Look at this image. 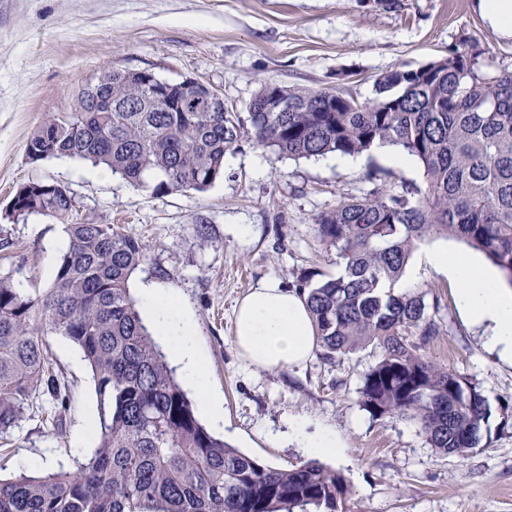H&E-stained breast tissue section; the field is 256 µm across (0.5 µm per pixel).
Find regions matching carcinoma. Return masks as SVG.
<instances>
[{
	"instance_id": "cac0c4a2",
	"label": "carcinoma",
	"mask_w": 512,
	"mask_h": 512,
	"mask_svg": "<svg viewBox=\"0 0 512 512\" xmlns=\"http://www.w3.org/2000/svg\"><path fill=\"white\" fill-rule=\"evenodd\" d=\"M475 42L426 65L381 75L364 104L341 87L264 83L251 112H198L180 91L155 100L112 71V111L89 112L77 96L66 118L47 116L28 140L32 163L72 158L103 164L154 192H202L224 176V156L244 138L294 159L360 155L391 144L422 165L425 183L386 184L316 219L336 251L332 277L304 268L291 283L315 324L317 358L331 366L367 347L376 361L360 387L378 417L415 422L431 447L462 457L488 433L491 409L461 374L424 353L439 335L438 298L397 293L417 247L454 237L482 252L512 284V72L483 73ZM273 87L288 111L271 112ZM64 186L28 182L11 214L65 222L69 243L52 286L31 297L0 277V440L25 418L36 393L62 426L70 396L56 375L48 336L82 351L97 394L96 446L73 468L0 478V512H342L344 477L317 460L261 464L200 423L157 349L129 280L146 260L138 238L110 224L67 223Z\"/></svg>"
}]
</instances>
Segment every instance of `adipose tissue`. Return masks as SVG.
Instances as JSON below:
<instances>
[{"mask_svg":"<svg viewBox=\"0 0 512 512\" xmlns=\"http://www.w3.org/2000/svg\"><path fill=\"white\" fill-rule=\"evenodd\" d=\"M425 259L455 280L458 308L474 327L482 329L485 347L512 364V289L503 287L497 273L475 256L439 246L428 251ZM139 305L170 359L200 389L203 410L214 422H221V400L203 389L207 360L195 341L186 309L172 294L157 288L141 289ZM234 327L235 345L252 367L273 371L303 365L314 357V327L305 301L277 283H263L238 302ZM289 428V441L315 457L340 452L345 446L337 432L326 428L311 431L297 420Z\"/></svg>","mask_w":512,"mask_h":512,"instance_id":"adipose-tissue-1","label":"adipose tissue"}]
</instances>
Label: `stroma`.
I'll return each instance as SVG.
<instances>
[{
  "label": "stroma",
  "mask_w": 512,
  "mask_h": 512,
  "mask_svg": "<svg viewBox=\"0 0 512 512\" xmlns=\"http://www.w3.org/2000/svg\"><path fill=\"white\" fill-rule=\"evenodd\" d=\"M468 41L479 44L482 71H512V37L489 25L478 0H0V243H9L0 246V275L29 295L51 286L63 253L48 244L62 224L14 217L8 205L23 183L65 185L75 200L72 221L114 224L144 244L147 259L130 290L167 289L191 313L207 356L206 386L224 405L215 432L226 443L264 464H300L308 455L289 445L287 422L303 417L346 442L343 459L323 458L349 486L345 512H512V366L486 351L459 311L452 280L426 265L428 244L411 256L418 287L441 306L442 330L425 353L467 378L491 408L486 444L468 456L441 455L416 424L364 409L359 388L375 361L371 350L336 367L314 359L264 371L248 366L234 343V307L251 289L266 281L288 286L311 265L336 273V253L315 231L320 214L369 194L376 169L395 191L423 183L419 163L397 167L373 151L357 166L340 167L322 157L288 159L244 139L226 153L224 176L208 190L158 195L149 184L96 177L85 161L33 164L26 157L45 115L69 116L81 87L107 68L192 77L219 90L229 111L243 113L261 84L326 89L342 72L350 75L349 92L368 102L379 76ZM242 225L248 236H239ZM49 343L70 408L61 430L33 416L13 430L2 477L71 465L75 433L94 429L86 361L61 337Z\"/></svg>",
  "instance_id": "obj_1"
}]
</instances>
